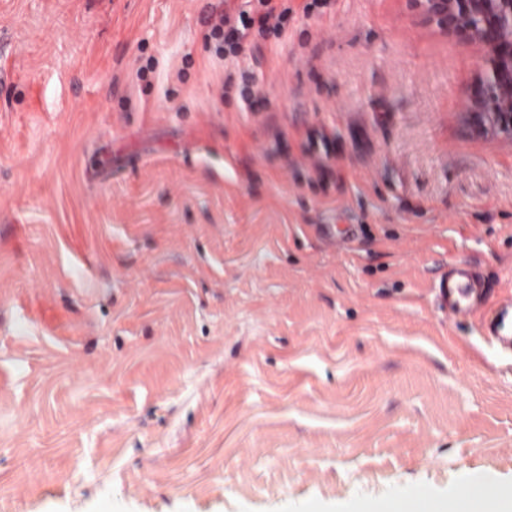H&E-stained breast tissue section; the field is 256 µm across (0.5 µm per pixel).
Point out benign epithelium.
Segmentation results:
<instances>
[{
	"instance_id": "1",
	"label": "benign epithelium",
	"mask_w": 512,
	"mask_h": 512,
	"mask_svg": "<svg viewBox=\"0 0 512 512\" xmlns=\"http://www.w3.org/2000/svg\"><path fill=\"white\" fill-rule=\"evenodd\" d=\"M399 2L419 27L477 48L482 59L466 94L464 121L478 137L512 142V0Z\"/></svg>"
}]
</instances>
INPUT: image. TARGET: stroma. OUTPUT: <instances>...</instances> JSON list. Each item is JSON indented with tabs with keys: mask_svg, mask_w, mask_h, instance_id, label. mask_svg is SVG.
Returning a JSON list of instances; mask_svg holds the SVG:
<instances>
[{
	"mask_svg": "<svg viewBox=\"0 0 512 512\" xmlns=\"http://www.w3.org/2000/svg\"><path fill=\"white\" fill-rule=\"evenodd\" d=\"M0 0V512H432L512 487V143L395 0ZM257 6L250 14L240 12L238 25H232L224 17L214 27V34L221 40L224 60L236 59L243 51L244 44L254 31L259 36H272L279 40L288 32V23L294 16V11L288 0H256ZM442 305L449 316H480L486 336L502 349L512 352V300L498 306L491 313L482 304L484 280L470 264H455L438 284ZM506 494L512 496V490H505L497 477L485 475L476 482L474 474L470 477L466 490L462 495L448 500L442 512H499Z\"/></svg>",
	"mask_w": 512,
	"mask_h": 512,
	"instance_id": "obj_1",
	"label": "stroma"
}]
</instances>
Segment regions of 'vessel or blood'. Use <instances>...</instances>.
Masks as SVG:
<instances>
[{
    "mask_svg": "<svg viewBox=\"0 0 512 512\" xmlns=\"http://www.w3.org/2000/svg\"><path fill=\"white\" fill-rule=\"evenodd\" d=\"M439 297L449 315L479 317L486 336L512 352V300L485 312L482 304L484 280L469 264L454 265L438 284Z\"/></svg>",
    "mask_w": 512,
    "mask_h": 512,
    "instance_id": "vessel-or-blood-1",
    "label": "vessel or blood"
}]
</instances>
